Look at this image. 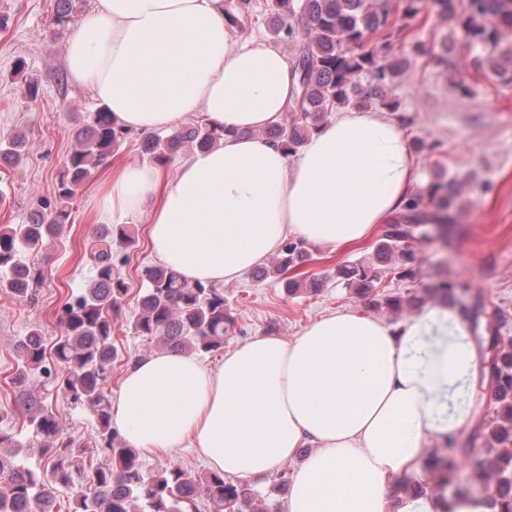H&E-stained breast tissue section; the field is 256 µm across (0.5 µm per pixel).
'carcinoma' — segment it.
Listing matches in <instances>:
<instances>
[{
  "mask_svg": "<svg viewBox=\"0 0 512 512\" xmlns=\"http://www.w3.org/2000/svg\"><path fill=\"white\" fill-rule=\"evenodd\" d=\"M436 7L448 26L477 50L473 64L505 86L512 85V47L503 48L512 34V0H400L401 15L413 18ZM251 0H228L225 10L232 26L251 16ZM273 35L292 49L297 76L290 119L277 122L267 134L289 154L298 152L306 140L325 123L329 112L352 107H378L398 111V102L386 88L403 73L407 60L392 41L397 23L388 0H270ZM76 0H55L53 36L62 38L75 21ZM376 39V46L357 53L354 48ZM26 62L14 64V74L24 78L26 94L35 100L40 85L25 76ZM363 73L375 82V93L357 85ZM125 130L117 127L112 112L99 106L88 113L75 130V145L67 156L65 171L52 197H39L26 224L0 225V291L22 302L31 299L33 287L43 278L40 267L25 260V254L39 251L44 242L59 236L70 223L69 206L76 191L96 169L104 165L120 146ZM224 139V131L206 121L188 126L172 135L145 133L141 161L171 162L185 145L202 150ZM26 141L20 135L5 140L0 161L19 164ZM457 187L452 179L437 178L424 191L413 194L407 208L408 221L389 224L375 247L380 262L400 261L402 274L418 273L416 245L432 235L447 236L456 223ZM131 248L136 240L124 224L93 228L89 261L93 279L88 288L70 296L57 311L60 335L50 344L41 342L43 333L34 327L14 346L15 388L12 403L0 404V448L24 446L37 453L43 466L36 471L17 459V454L0 453V512H55L58 488L69 491L71 512H199L203 496L209 512H279L260 498L247 484L233 482L211 471L192 475L179 467L148 473L132 448L112 428L107 385L112 362L118 357L114 344L115 320L129 293L112 257V240ZM282 256L265 273L282 276L288 293L313 292L320 280L300 267L309 257L303 241H289ZM337 276L367 293L377 280L376 272L363 264L341 266ZM146 286L137 299L132 320L135 334L157 339L169 351L209 354L224 348V333L232 323L224 301V289L214 284L191 283L162 265L144 270ZM469 291L460 279H442L435 289L441 301L457 299ZM490 342L494 355L478 389L486 395L491 409L475 429L479 436L497 445L488 458L471 445H459L457 438L443 439L444 446L430 453L425 465L432 473L431 489L450 491V502L484 500L492 512H512V343L504 342L496 324L502 315L491 313ZM60 367L52 373L50 366ZM41 370L52 377L54 393H63L70 404L91 412L97 422L95 447L103 449L110 463L99 467L88 493L79 481L85 445L64 432L59 411L48 397L35 396L26 389L28 376ZM17 416L32 426L26 444L2 427Z\"/></svg>",
  "mask_w": 512,
  "mask_h": 512,
  "instance_id": "carcinoma-1",
  "label": "carcinoma"
}]
</instances>
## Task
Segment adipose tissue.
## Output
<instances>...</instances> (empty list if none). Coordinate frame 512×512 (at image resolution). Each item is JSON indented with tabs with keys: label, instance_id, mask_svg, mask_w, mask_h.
Listing matches in <instances>:
<instances>
[{
	"label": "adipose tissue",
	"instance_id": "ef3b65f1",
	"mask_svg": "<svg viewBox=\"0 0 512 512\" xmlns=\"http://www.w3.org/2000/svg\"><path fill=\"white\" fill-rule=\"evenodd\" d=\"M66 62L122 128L173 132L201 112L226 129L174 178L121 164L95 198L101 218H145L157 262L188 281L228 284L288 239L336 249L405 216L419 173L397 119L339 111L293 159L263 136L296 77L276 47L233 37L224 0H96ZM479 364L457 307L397 326L339 310L213 368L169 351L136 359L112 425L131 447L191 448L232 479L299 459L286 512H387L393 480H428L431 438L471 428V406L450 400L472 391Z\"/></svg>",
	"mask_w": 512,
	"mask_h": 512
}]
</instances>
